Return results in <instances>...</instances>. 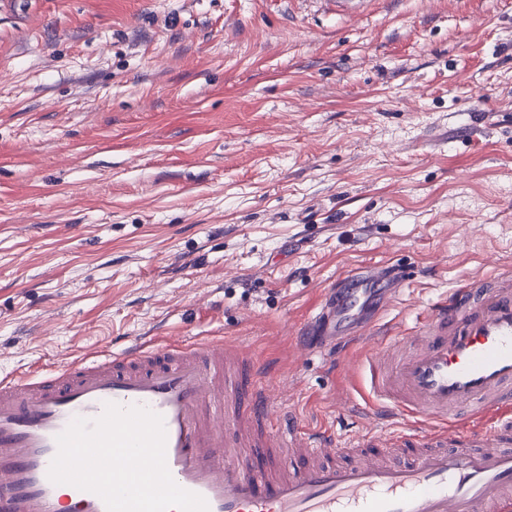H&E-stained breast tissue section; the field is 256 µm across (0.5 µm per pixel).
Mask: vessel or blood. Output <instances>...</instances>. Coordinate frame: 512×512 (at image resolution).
Returning a JSON list of instances; mask_svg holds the SVG:
<instances>
[{"label":"vessel or blood","instance_id":"1","mask_svg":"<svg viewBox=\"0 0 512 512\" xmlns=\"http://www.w3.org/2000/svg\"><path fill=\"white\" fill-rule=\"evenodd\" d=\"M395 265L346 273L313 318L336 336L363 322L371 285L389 306ZM371 421L337 441L279 404L262 368L218 339L109 349L62 370L0 377V512H107L53 483L56 437L106 403L144 406L166 430V465L209 512H512V266L432 300L413 325L367 329Z\"/></svg>","mask_w":512,"mask_h":512}]
</instances>
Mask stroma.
<instances>
[{
    "instance_id": "35a3bbf8",
    "label": "stroma",
    "mask_w": 512,
    "mask_h": 512,
    "mask_svg": "<svg viewBox=\"0 0 512 512\" xmlns=\"http://www.w3.org/2000/svg\"><path fill=\"white\" fill-rule=\"evenodd\" d=\"M0 11V373L225 336L298 421L362 372L294 329L409 269L388 326L512 263V0H37Z\"/></svg>"
}]
</instances>
